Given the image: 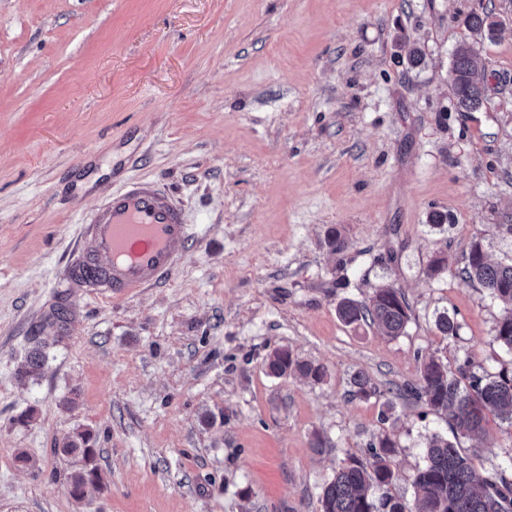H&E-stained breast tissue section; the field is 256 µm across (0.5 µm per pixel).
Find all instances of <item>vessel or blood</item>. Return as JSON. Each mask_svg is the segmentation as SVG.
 <instances>
[{"label": "vessel or blood", "mask_w": 512, "mask_h": 512, "mask_svg": "<svg viewBox=\"0 0 512 512\" xmlns=\"http://www.w3.org/2000/svg\"><path fill=\"white\" fill-rule=\"evenodd\" d=\"M192 238L172 193L129 181L82 221L69 277L91 293L119 299L169 281Z\"/></svg>", "instance_id": "obj_1"}]
</instances>
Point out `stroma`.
Segmentation results:
<instances>
[{"label": "stroma", "instance_id": "obj_1", "mask_svg": "<svg viewBox=\"0 0 512 512\" xmlns=\"http://www.w3.org/2000/svg\"><path fill=\"white\" fill-rule=\"evenodd\" d=\"M462 42L474 112L452 89ZM134 179L176 195L197 243L136 294L71 286L79 219ZM476 240L512 262V0H0V512H320L384 435L388 491L413 499L426 436L449 429L403 385L436 353L512 367L502 304L461 274ZM383 285L410 306L401 336L339 319ZM38 342L42 374L18 377ZM277 348L324 381L271 375ZM359 371L380 396H350ZM80 430L103 482L79 502L62 445ZM460 446L492 471L512 426ZM480 66L481 60L469 44L463 42L454 48L452 86L457 107L461 112H473L483 105L485 89L475 81V74Z\"/></svg>", "mask_w": 512, "mask_h": 512}]
</instances>
